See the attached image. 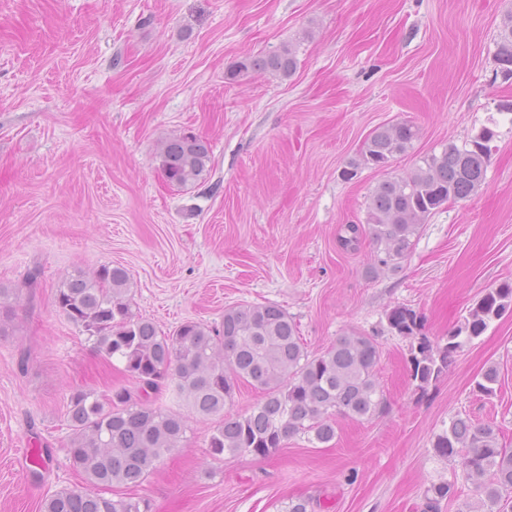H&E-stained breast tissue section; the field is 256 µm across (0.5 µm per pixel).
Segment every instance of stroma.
I'll return each instance as SVG.
<instances>
[{
    "label": "stroma",
    "instance_id": "obj_1",
    "mask_svg": "<svg viewBox=\"0 0 512 512\" xmlns=\"http://www.w3.org/2000/svg\"><path fill=\"white\" fill-rule=\"evenodd\" d=\"M512 0H0V512H41L81 483L69 464L72 391L136 383L55 306L74 268H125L132 310L163 331L219 325L227 307L275 303L316 355L346 331L376 337L385 414L337 419L326 444L289 439L269 458L208 452L216 418L190 417L180 448L140 486L153 512H419L454 465L435 455L452 416L495 425L512 447V313L458 353L426 396L410 383L409 339L387 329L407 306L430 339L512 281V79L495 60ZM291 46L296 72L231 78L237 61ZM496 117L486 176L443 205L394 275L368 278L370 248H344L386 175L464 142ZM409 122L389 171L341 172L375 129ZM206 141L205 180L178 188L165 138ZM501 381L474 390L488 364Z\"/></svg>",
    "mask_w": 512,
    "mask_h": 512
}]
</instances>
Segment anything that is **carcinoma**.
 I'll use <instances>...</instances> for the list:
<instances>
[{"label": "carcinoma", "instance_id": "carcinoma-1", "mask_svg": "<svg viewBox=\"0 0 512 512\" xmlns=\"http://www.w3.org/2000/svg\"><path fill=\"white\" fill-rule=\"evenodd\" d=\"M496 61L512 64V12L502 22ZM298 60L286 45L238 62L232 74L289 77ZM496 132L482 127L458 145L420 157L412 173L387 177L371 192L366 224H347L344 233L360 242L367 236L371 278L395 274L409 256L420 225L447 203L468 198L482 183ZM416 130L400 123L375 130L351 158L342 177L351 180L363 168L376 169L413 148ZM165 180L177 187L204 179L211 161L208 144L192 135L174 136L157 152ZM55 304L81 328L94 349L116 358L138 383L140 397L118 386L104 395L84 390L70 394L67 422L69 462L84 485L55 492L42 512H151L144 499L106 497L96 489L142 484L183 441L184 412L220 416L242 385L263 393L250 412L224 418L209 440L214 457L252 454L268 457L288 439L307 435L325 444L336 436L335 418L361 421L384 412L386 400L377 381L380 350L372 336L351 331L318 355H310L297 325L276 304L240 305L224 310L220 327L186 321L160 331L132 311L130 276L122 267L103 265L89 274L68 273L56 289ZM512 313V283L487 291L448 335L432 341L420 332L416 312L398 306L387 314L390 332L411 339L410 380L420 393L448 370L457 353L482 336L489 325ZM500 372L490 364L475 382L490 396ZM167 386L173 408L157 405L150 394ZM434 453L454 462L462 480L479 494L460 512H512V448L499 444L496 429L460 414L436 435ZM458 497V480L441 482L424 493L422 512H441L442 502ZM320 504L295 497L281 512H316Z\"/></svg>", "mask_w": 512, "mask_h": 512}]
</instances>
